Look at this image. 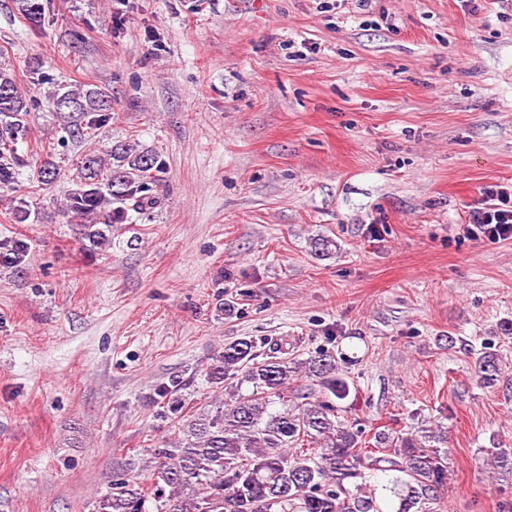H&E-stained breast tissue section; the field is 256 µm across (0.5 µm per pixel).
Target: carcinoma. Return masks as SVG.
Masks as SVG:
<instances>
[{
	"instance_id": "1",
	"label": "carcinoma",
	"mask_w": 512,
	"mask_h": 512,
	"mask_svg": "<svg viewBox=\"0 0 512 512\" xmlns=\"http://www.w3.org/2000/svg\"><path fill=\"white\" fill-rule=\"evenodd\" d=\"M34 26L45 21L49 0H16ZM109 95L101 87H74L53 96L68 113L66 133L74 140L84 128L112 120ZM28 94L0 67V185L15 182L24 166L18 139L27 132ZM164 163L153 151L123 144L110 154H85L72 179L64 213L80 227L87 250L102 254L112 245V225L129 213L157 204L152 185ZM59 176L45 151L36 171L47 186ZM10 221L25 224L28 201L9 206ZM30 244L18 233L0 239V266L27 269ZM346 354L318 351L306 360L289 356L288 339L263 344L243 337L224 344L203 369L206 382L224 387L225 397L210 409L187 416L178 436L154 449L159 464L147 477L115 472L111 491L96 499L94 512H439L448 484V455L428 450L413 434L374 433L376 448L365 447V429L342 417L340 402L350 394ZM311 379L302 393H289L300 375ZM502 358L484 345L474 365L480 384L502 378ZM181 383L155 388V400L177 416L186 408ZM279 404L281 409L269 410ZM385 480L363 485L364 470Z\"/></svg>"
}]
</instances>
